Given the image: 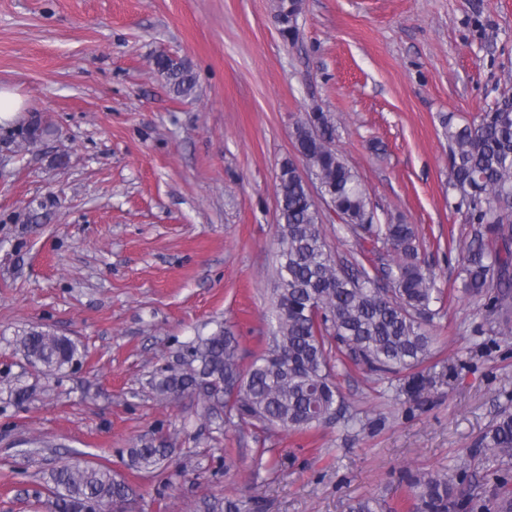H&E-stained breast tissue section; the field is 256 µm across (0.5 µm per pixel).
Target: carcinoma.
Returning <instances> with one entry per match:
<instances>
[{
    "mask_svg": "<svg viewBox=\"0 0 512 512\" xmlns=\"http://www.w3.org/2000/svg\"><path fill=\"white\" fill-rule=\"evenodd\" d=\"M301 0H278L275 17L288 41L298 37L293 19ZM155 69L170 93L195 96L197 80L189 63L159 54ZM448 141L455 208L473 233L468 241L448 247L458 252L459 291L485 297L500 328L481 329V336L512 334V96L504 94L487 111L459 126L453 116L441 118ZM6 142L29 151L53 135V128L34 117ZM294 145L325 186L359 245L361 259L339 263L323 234L322 213L310 201L294 163L285 161L277 175L278 267L272 299L275 321L268 348L242 367L231 330L217 326L185 346L181 364L156 369L150 385L154 397L172 404L205 383L236 381L224 400L225 422L238 420L263 429L306 432L337 413L342 396L335 368L363 366L384 374L407 373L412 389L422 390L420 368L431 358L436 338L427 326L445 305L447 295L436 285V273L421 257L420 238L412 224L391 218L381 224L376 207L356 171L335 147L336 125L325 112H309L296 122ZM19 351L41 362L52 375L79 357L77 344L65 336L31 329L21 336ZM470 453L482 457L488 474L512 466V410L503 409L473 443ZM167 448L153 443L128 451V466L153 473L162 467ZM416 512H448L460 504L446 473L406 477ZM48 502L55 512H84L110 502L119 512H136L130 487L102 465L66 461L44 478ZM482 512H512V491L496 484Z\"/></svg>",
    "mask_w": 512,
    "mask_h": 512,
    "instance_id": "carcinoma-1",
    "label": "carcinoma"
}]
</instances>
